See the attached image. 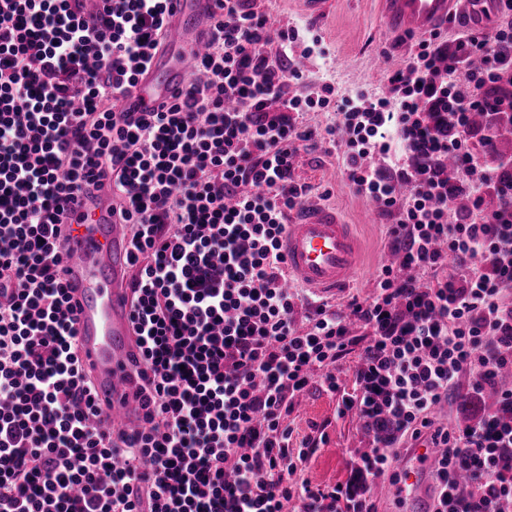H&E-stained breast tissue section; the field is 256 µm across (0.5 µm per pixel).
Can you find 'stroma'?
Wrapping results in <instances>:
<instances>
[{
    "mask_svg": "<svg viewBox=\"0 0 512 512\" xmlns=\"http://www.w3.org/2000/svg\"><path fill=\"white\" fill-rule=\"evenodd\" d=\"M273 27L285 25L310 30L321 37L324 56L304 63L305 80L297 84L305 92L311 82L333 83L339 94L377 91L384 81V63H396L408 56L416 37L401 31H387L382 24L381 0H329L326 12L313 18L306 14L303 0H266ZM341 150L320 148L300 152L294 176L308 186L306 203L338 210L353 224L363 244L359 272L347 292L336 297V305L350 296H369L381 266L395 263L388 237V223L377 216L373 206L357 195L341 176ZM338 395L313 389L298 400L288 422L293 442L307 435H324L315 452L297 471V479L312 485L332 487L346 482L360 453L367 450L368 436L356 417H338ZM489 409L481 394L461 388L436 410L438 423L465 425L480 420Z\"/></svg>",
    "mask_w": 512,
    "mask_h": 512,
    "instance_id": "35a3bbf8",
    "label": "stroma"
}]
</instances>
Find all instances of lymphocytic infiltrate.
Returning <instances> with one entry per match:
<instances>
[{"instance_id":"lymphocytic-infiltrate-1","label":"lymphocytic infiltrate","mask_w":512,"mask_h":512,"mask_svg":"<svg viewBox=\"0 0 512 512\" xmlns=\"http://www.w3.org/2000/svg\"><path fill=\"white\" fill-rule=\"evenodd\" d=\"M169 0H0V512H371L372 480L429 433L436 512L512 500V390L462 429L434 406L512 368V161L481 157L471 116L512 113V27L438 33L388 69L389 94L292 91L311 58L261 0H216L184 93L124 101L167 50ZM481 58L482 68L470 66ZM332 112L324 128L309 111ZM343 145V177L389 220L398 266L333 308L283 286L279 238L308 188L299 151ZM503 190L501 207L484 194ZM107 191L126 224L141 352L137 431H104L60 276L64 205ZM468 191L466 212L451 207ZM368 331L352 391L333 368ZM340 394L372 437L350 479L293 483L296 396Z\"/></svg>"}]
</instances>
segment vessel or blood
<instances>
[{"label":"vessel or blood","mask_w":512,"mask_h":512,"mask_svg":"<svg viewBox=\"0 0 512 512\" xmlns=\"http://www.w3.org/2000/svg\"><path fill=\"white\" fill-rule=\"evenodd\" d=\"M388 26L410 33L436 29L452 9L466 26L481 27L497 14L498 0H383ZM168 52L154 61L127 103L152 111L179 88L205 50L213 23L214 0H172ZM108 199L71 201L63 226L62 279L76 314L77 353L91 374L104 427L135 431L144 411L134 399L132 371L140 351L130 320L132 295L129 236L109 215ZM285 267L293 281L320 296L335 295L352 282L361 265L362 244L352 225L319 205H301L280 239ZM441 450L427 441L411 449L400 485L393 494L407 512H434L435 460Z\"/></svg>","instance_id":"b4317fda"}]
</instances>
